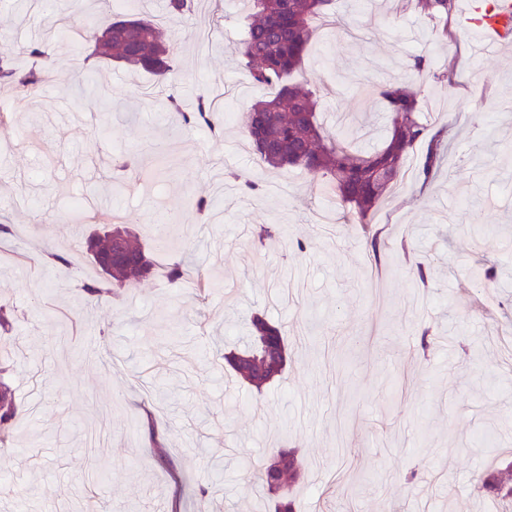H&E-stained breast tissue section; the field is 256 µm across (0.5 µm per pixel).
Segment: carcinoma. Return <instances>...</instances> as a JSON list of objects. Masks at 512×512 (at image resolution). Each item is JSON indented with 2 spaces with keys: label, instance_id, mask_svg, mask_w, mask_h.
<instances>
[{
  "label": "carcinoma",
  "instance_id": "1",
  "mask_svg": "<svg viewBox=\"0 0 512 512\" xmlns=\"http://www.w3.org/2000/svg\"><path fill=\"white\" fill-rule=\"evenodd\" d=\"M243 2L245 32L234 53L255 82L274 89L272 96L257 100L246 112L244 129L251 150L272 169L300 168L335 190L339 200L350 207L352 220L363 226L373 260L380 262L385 241L368 217L391 195L418 148L422 154L417 183L419 193L426 191L441 172L451 148L447 127L433 132L419 118L420 97L410 88V77L403 76L381 85L377 92L389 113L388 138L382 148L353 149L331 139L319 119L317 90L307 79H295V74L302 70L317 36L316 21L334 19V0ZM413 6L436 23V32L443 41H455L450 27L453 0H414ZM18 51L20 48L10 39L0 40V78L10 81L17 95L26 96L42 76L32 68L17 72L12 62ZM95 54L150 72L163 81L170 80L174 71L164 27L155 20L112 22V42L97 47ZM170 88L164 107L177 114L181 125L205 129L216 139L222 137L224 127L212 100L199 96L192 108L185 110L175 85ZM113 231L123 236L124 247L122 257L112 260V269H101L106 284L122 288L152 277L155 263L150 249L125 227L116 226ZM166 278L171 283L189 279L200 285L209 283L206 273L185 252L168 264ZM248 339L244 349L229 352L224 360L239 382L260 393L285 368L286 334L265 314L255 312L250 318ZM15 411L14 391L0 380V436L9 435ZM302 466L295 450L279 448L249 471L246 483L260 487L275 512H295V501L285 499V491L299 480ZM475 482L492 502L512 504V462L482 473Z\"/></svg>",
  "mask_w": 512,
  "mask_h": 512
}]
</instances>
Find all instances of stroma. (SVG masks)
I'll list each match as a JSON object with an SVG mask.
<instances>
[{
    "instance_id": "1",
    "label": "stroma",
    "mask_w": 512,
    "mask_h": 512,
    "mask_svg": "<svg viewBox=\"0 0 512 512\" xmlns=\"http://www.w3.org/2000/svg\"><path fill=\"white\" fill-rule=\"evenodd\" d=\"M70 2L54 0L48 15L6 0L0 31L40 42ZM454 2L448 45L401 0H335L350 33L321 37L304 61L327 130L360 127L366 150L387 134L381 84L417 56L436 70L457 61L452 80L411 83L424 120L450 126L452 148L426 192L409 184L375 217L386 243L377 264L360 225L320 224L336 202L330 187L242 151L240 115L263 90L230 53L244 35L235 0H195L189 19L167 16L166 0H127L123 10L163 20L184 105L241 91L218 141L161 108L167 88L156 77L93 56L92 36L112 10L81 17V32L52 41L49 58H16L44 79L26 109L0 121V222L14 226L0 239V307L13 324L0 357L13 363L19 406L13 442L0 448V512H261L242 474L281 447L303 461L299 512H495L474 478L512 449V368L499 349L512 330V45L475 58L466 0ZM89 75L107 87L111 114L74 110L72 93ZM135 152L146 164L161 158L162 173L113 186L111 160ZM218 169L267 189L255 199L228 179L216 191ZM200 197L214 199L222 222L195 210ZM91 198L147 245L154 211L177 215L171 247L216 288L196 295L192 284H170L171 254L157 250L154 277L89 296L83 284L99 272L83 242L110 228L93 220ZM263 225L276 236L264 246L252 237ZM405 238L415 243L408 256ZM56 253L80 261L70 269ZM419 260L429 267L424 295L413 285ZM479 268L494 275L490 292L476 286ZM255 311L286 327L289 347L282 379L260 394L223 359L246 344ZM425 325L436 337L421 359ZM95 464L105 476L81 482Z\"/></svg>"
}]
</instances>
